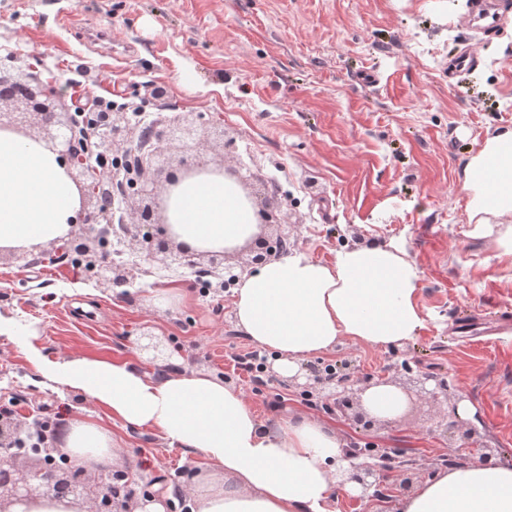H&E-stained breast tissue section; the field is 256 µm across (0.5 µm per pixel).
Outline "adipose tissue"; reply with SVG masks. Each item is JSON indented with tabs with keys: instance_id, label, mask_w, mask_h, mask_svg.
I'll use <instances>...</instances> for the list:
<instances>
[{
	"instance_id": "adipose-tissue-1",
	"label": "adipose tissue",
	"mask_w": 512,
	"mask_h": 512,
	"mask_svg": "<svg viewBox=\"0 0 512 512\" xmlns=\"http://www.w3.org/2000/svg\"><path fill=\"white\" fill-rule=\"evenodd\" d=\"M470 223L499 220L498 246L512 257V129L486 140L464 170ZM81 192L46 141L0 130V250L34 249L70 238ZM175 244L195 253L232 254L262 232L255 209L223 170L181 176L163 197ZM422 272L398 246L369 244L337 252L331 264L295 252L240 276L232 290L237 326L275 353L292 376L305 358L349 338L371 347L400 346L422 325ZM46 378L90 396L125 424L202 456L206 470L183 492L190 512H332L343 480L344 444L326 423L294 414L268 425L234 384L183 370L150 377L125 362L34 356ZM57 449L85 470L119 465L110 429L72 415ZM399 512H512V466L469 463L440 471L405 495Z\"/></svg>"
}]
</instances>
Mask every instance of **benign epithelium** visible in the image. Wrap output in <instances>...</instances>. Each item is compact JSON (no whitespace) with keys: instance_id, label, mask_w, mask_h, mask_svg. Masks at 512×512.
<instances>
[{"instance_id":"1","label":"benign epithelium","mask_w":512,"mask_h":512,"mask_svg":"<svg viewBox=\"0 0 512 512\" xmlns=\"http://www.w3.org/2000/svg\"><path fill=\"white\" fill-rule=\"evenodd\" d=\"M0 84L15 86V93L1 94L0 104L8 102L13 104L15 111H0V130L10 129L23 131L28 119L37 120L44 130L41 139L58 147L59 158L69 177L81 188L82 202H93L92 208L81 210L82 223L88 226L90 237L69 238V244L83 255L94 254L92 264L97 268V278L100 283L112 282V263L106 254L99 250L103 228L100 227L99 193L109 185L106 176L100 173L92 163L94 154H106L113 146L124 144L132 135H137L138 143H143L144 134L130 127L127 118L122 112H103L100 115L99 125L96 126L97 141L95 151L83 154L76 152L77 129L75 114L56 111L55 101L61 93L52 83H43L36 76L30 75L22 80L13 74L11 63L0 64ZM194 135V128L182 123H176L152 128L151 138L161 143L163 141L184 142ZM150 242L148 257L157 256L170 259L182 265L195 267L198 260L208 257L210 264L224 259V253L212 252L207 255L192 253L185 248L174 244L165 231L156 229L154 233L145 234ZM274 252L272 240L264 237L257 238L250 246L248 264L260 265L267 261ZM360 381L348 376L337 377L327 372L325 374L313 372V382L308 387L323 392L331 398L341 412H346L353 405L354 387ZM446 384L429 374L419 378V393L431 398L437 397ZM36 424L12 416L0 418V472L8 476V480L0 482V512H6V507L20 504L39 492L48 493L53 487L65 482H72V472L69 469L51 466L56 457V450L49 437L44 436L36 451L23 452L17 449L27 437L34 434ZM355 470L352 479L362 488L363 495L371 498L376 496L377 488L388 476L395 477V487L399 491H406L412 485L411 474L399 467L389 464L387 459L380 458L367 465L352 464ZM73 494L76 498H91L90 512H126L129 499L118 498L112 494V488L106 480L97 481L96 490L88 487L86 479L73 482Z\"/></svg>"}]
</instances>
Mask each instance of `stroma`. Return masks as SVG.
Masks as SVG:
<instances>
[{
    "mask_svg": "<svg viewBox=\"0 0 512 512\" xmlns=\"http://www.w3.org/2000/svg\"><path fill=\"white\" fill-rule=\"evenodd\" d=\"M496 28L477 31L473 0H0V56L18 73L35 60L55 76L67 107L96 98L125 113L142 108L159 122L195 126L190 147L159 143L160 162L176 170L194 156L223 167L255 207L279 221L264 235L287 238L289 251L329 263L337 251L394 244L422 271V326L401 346L340 340L303 360L297 375L253 387L235 365L254 345L235 326L230 292L200 287L190 267L146 259L144 237H122L130 288L117 293L64 258L60 244L0 252V314L32 332L44 358L121 361L154 377L167 366L141 353V334L161 337L168 366L234 383L259 419L303 413L331 424L347 446L373 449L409 468L414 482L441 471L442 460L480 454L512 464V258L496 234L469 224L461 192L464 168L495 133L512 128V0H495ZM472 49L474 63L449 78L451 59ZM167 90L155 98L154 87ZM112 189V219L136 222L144 204L160 208L163 178L148 197ZM179 289L166 309L152 293ZM332 367L362 381L388 379L406 396L395 420L369 428L308 393L310 369ZM0 405L18 399L20 414L61 423L80 412L110 428L125 465L141 473L137 496L204 468L201 456L156 433L113 421L89 397L48 380L15 337L0 335ZM431 373L448 387L421 397ZM473 417L453 415L459 401ZM400 495L384 481L380 498L336 494L335 512H398Z\"/></svg>",
    "mask_w": 512,
    "mask_h": 512,
    "instance_id": "1",
    "label": "stroma"
}]
</instances>
